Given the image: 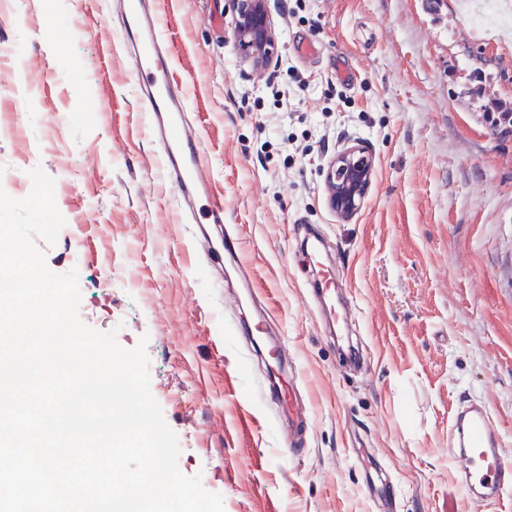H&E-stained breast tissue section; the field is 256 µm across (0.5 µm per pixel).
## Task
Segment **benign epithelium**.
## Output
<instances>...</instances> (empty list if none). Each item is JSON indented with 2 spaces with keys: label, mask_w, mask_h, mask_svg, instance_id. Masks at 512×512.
Masks as SVG:
<instances>
[{
  "label": "benign epithelium",
  "mask_w": 512,
  "mask_h": 512,
  "mask_svg": "<svg viewBox=\"0 0 512 512\" xmlns=\"http://www.w3.org/2000/svg\"><path fill=\"white\" fill-rule=\"evenodd\" d=\"M233 38L240 57L255 69L260 71L272 62L277 37L266 0H236ZM373 173V158L362 145L347 146L336 154L327 172L329 202L336 215L346 219L360 210Z\"/></svg>",
  "instance_id": "obj_1"
}]
</instances>
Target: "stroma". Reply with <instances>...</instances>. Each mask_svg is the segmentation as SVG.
Wrapping results in <instances>:
<instances>
[{
  "mask_svg": "<svg viewBox=\"0 0 512 512\" xmlns=\"http://www.w3.org/2000/svg\"><path fill=\"white\" fill-rule=\"evenodd\" d=\"M117 0H15L0 14V188L34 167L66 224L38 241L79 272L81 320L146 341L150 388L224 512H512L468 505L448 419L485 401L512 456V30L467 21L480 0H267L277 59L255 71L233 39L234 0H156L188 84V120L259 305L232 308L225 268L199 252L163 177L115 35ZM356 76L346 80L348 66ZM360 143L374 160L362 208L328 204L327 169ZM324 238L354 304L364 357L342 369L308 297L303 226ZM267 312L312 424L283 449L264 359L236 333Z\"/></svg>",
  "mask_w": 512,
  "mask_h": 512,
  "instance_id": "35a3bbf8",
  "label": "stroma"
}]
</instances>
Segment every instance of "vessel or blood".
Listing matches in <instances>:
<instances>
[{
    "label": "vessel or blood",
    "instance_id": "b4317fda",
    "mask_svg": "<svg viewBox=\"0 0 512 512\" xmlns=\"http://www.w3.org/2000/svg\"><path fill=\"white\" fill-rule=\"evenodd\" d=\"M117 36L124 48L134 54L131 79L149 116L150 134L162 157L164 176L177 187L186 218H194L197 204L202 203L208 223H223L224 195L204 169L200 134L186 121L187 89L171 73L173 47L164 37L161 17L152 12L149 0H128ZM201 244L209 256L226 257L234 271L246 273L238 237L226 235L216 242L205 237ZM337 286L334 265L322 264L312 290L323 306L331 310L336 307ZM270 399L292 421L284 442L289 454H298L300 442L294 425L308 420L306 404L298 399L293 384L285 378L276 383ZM448 454L454 462L456 480L469 502H495L512 491V458L502 450L498 429L485 402L472 400L457 408L448 424Z\"/></svg>",
    "mask_w": 512,
    "mask_h": 512
}]
</instances>
